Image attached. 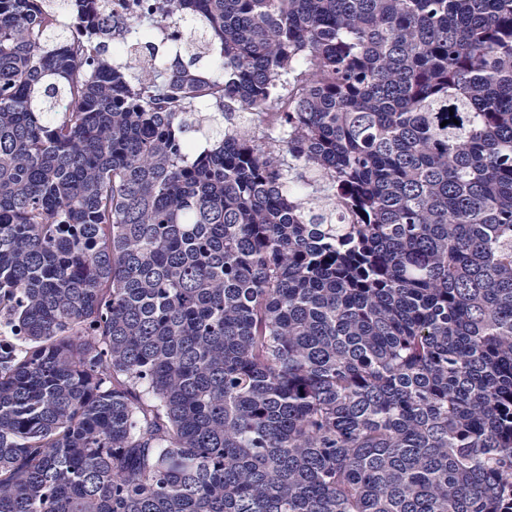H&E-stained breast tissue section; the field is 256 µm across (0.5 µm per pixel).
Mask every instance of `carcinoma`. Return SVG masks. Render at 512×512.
<instances>
[{
  "label": "carcinoma",
  "instance_id": "carcinoma-1",
  "mask_svg": "<svg viewBox=\"0 0 512 512\" xmlns=\"http://www.w3.org/2000/svg\"><path fill=\"white\" fill-rule=\"evenodd\" d=\"M112 2L0 0V512H512V0Z\"/></svg>",
  "mask_w": 512,
  "mask_h": 512
}]
</instances>
